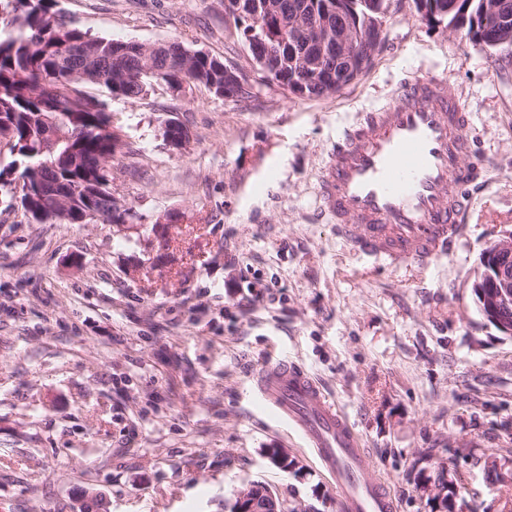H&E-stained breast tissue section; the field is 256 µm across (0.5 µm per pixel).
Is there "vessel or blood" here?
<instances>
[{"label": "vessel or blood", "mask_w": 512, "mask_h": 512, "mask_svg": "<svg viewBox=\"0 0 512 512\" xmlns=\"http://www.w3.org/2000/svg\"><path fill=\"white\" fill-rule=\"evenodd\" d=\"M469 114L435 77L402 83L392 102L346 128L320 174V199L356 254L424 267L452 253L481 177ZM253 393L294 427L332 477L341 512H396L388 486L366 481L369 456L348 421L303 369L265 365Z\"/></svg>", "instance_id": "vessel-or-blood-1"}]
</instances>
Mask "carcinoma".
<instances>
[{
    "label": "carcinoma",
    "instance_id": "carcinoma-1",
    "mask_svg": "<svg viewBox=\"0 0 512 512\" xmlns=\"http://www.w3.org/2000/svg\"><path fill=\"white\" fill-rule=\"evenodd\" d=\"M237 9L229 12L244 44L256 36L269 38L288 27L298 15L321 12L334 0H278L280 13L265 14L258 9L263 0H235ZM353 24L372 25L380 15L364 0H339ZM58 0H6L4 9L12 12L9 29L0 35V150L12 160L0 169V180H22L30 166H43L47 189L26 191L21 185L20 204L35 222L45 223L62 192L71 195V224H89L90 215L113 224L134 218L130 210L116 211L112 198V174H98L96 164L112 157V137L102 129L112 124L108 103L97 99L95 106H76V95L90 94L99 85L93 75L74 84L61 82L64 71L86 69V59L94 57L98 66L113 72L112 82L104 84L114 98L135 99L147 85L137 74L146 61L128 50L130 41L96 37L66 22L56 9ZM180 55L170 48H159L152 55L153 65L162 70V83L169 87L192 76L195 85L204 86L216 96L238 97L245 93L248 80L237 68L216 56L194 54L189 68H182ZM262 79L275 83L285 93L306 98L328 96L322 80L298 86L300 73L294 53L271 57L265 63L251 57Z\"/></svg>",
    "mask_w": 512,
    "mask_h": 512
}]
</instances>
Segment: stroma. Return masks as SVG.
Here are the masks:
<instances>
[{"label": "stroma", "mask_w": 512, "mask_h": 512, "mask_svg": "<svg viewBox=\"0 0 512 512\" xmlns=\"http://www.w3.org/2000/svg\"><path fill=\"white\" fill-rule=\"evenodd\" d=\"M66 21L121 40H178L253 70L224 0H59ZM383 44L336 94L308 99L255 78L234 99L151 83L108 100L125 145L112 195L132 224H37L0 185V512H224L270 488L285 512H339L291 425L252 395L285 357L347 416L398 512H430L425 454L512 512L477 457H512V335L478 310L482 251L512 235V47L490 48L388 0ZM433 73L471 114L484 179L449 257L424 270L353 253L319 199L345 126ZM191 132L169 148L161 123ZM281 448L298 472L273 466Z\"/></svg>", "instance_id": "stroma-1"}]
</instances>
